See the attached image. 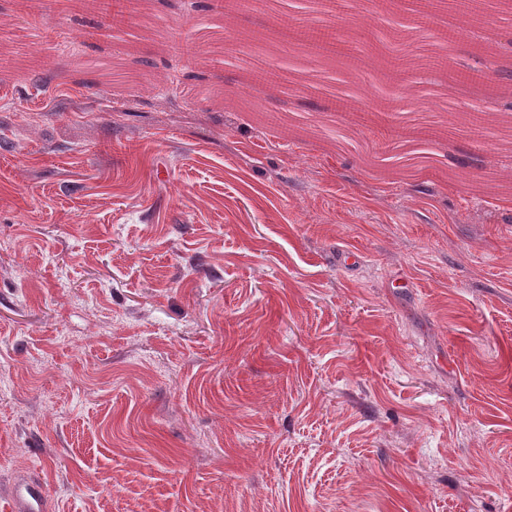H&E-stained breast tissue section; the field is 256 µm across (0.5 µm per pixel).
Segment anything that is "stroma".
<instances>
[{"label": "stroma", "mask_w": 512, "mask_h": 512, "mask_svg": "<svg viewBox=\"0 0 512 512\" xmlns=\"http://www.w3.org/2000/svg\"><path fill=\"white\" fill-rule=\"evenodd\" d=\"M134 2L0 0V495L512 512V80L421 100L377 45L349 72ZM487 40L512 71V28L458 62ZM452 103L491 106L483 148L426 140Z\"/></svg>", "instance_id": "stroma-1"}]
</instances>
